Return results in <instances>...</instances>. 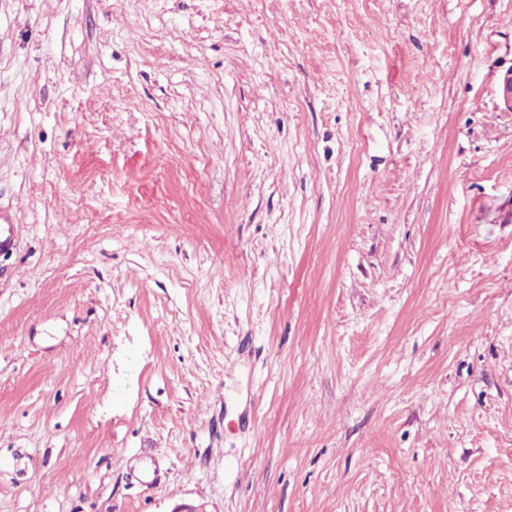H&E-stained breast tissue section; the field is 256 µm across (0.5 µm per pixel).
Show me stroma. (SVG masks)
Listing matches in <instances>:
<instances>
[{
	"instance_id": "35a3bbf8",
	"label": "stroma",
	"mask_w": 512,
	"mask_h": 512,
	"mask_svg": "<svg viewBox=\"0 0 512 512\" xmlns=\"http://www.w3.org/2000/svg\"><path fill=\"white\" fill-rule=\"evenodd\" d=\"M512 0H0V512H512Z\"/></svg>"
}]
</instances>
